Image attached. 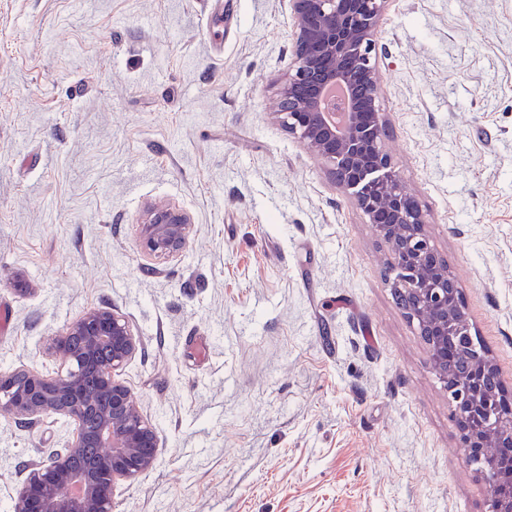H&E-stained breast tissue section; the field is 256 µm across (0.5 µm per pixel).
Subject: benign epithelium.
<instances>
[{
	"instance_id": "1",
	"label": "benign epithelium",
	"mask_w": 512,
	"mask_h": 512,
	"mask_svg": "<svg viewBox=\"0 0 512 512\" xmlns=\"http://www.w3.org/2000/svg\"><path fill=\"white\" fill-rule=\"evenodd\" d=\"M388 0H289L293 18V69L278 85L277 120L318 158L335 185L372 224L389 250L397 277L392 289L427 344L433 369L451 395L467 461L488 483L490 512H512V408L495 405L481 378L498 376L486 351L467 346L472 368H448V342L472 338L458 282L445 262L432 261L436 249L426 229L427 215L402 184L384 141L390 122L379 105L377 33ZM142 250L173 255L186 247L189 216L166 204L143 216ZM77 336L81 352L70 354ZM139 341L127 319L110 306L90 309L54 337L50 349L66 370L55 377L24 371L17 382L0 375V416L24 425L50 416L74 421L76 437L45 461L28 465L13 512H112L117 483H132L151 469L158 439L130 390L115 371L136 353ZM97 379L95 394L87 380ZM96 421L93 430L85 422ZM86 448H102L99 458L77 469ZM109 476H96L98 462Z\"/></svg>"
}]
</instances>
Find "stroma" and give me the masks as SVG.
I'll use <instances>...</instances> for the list:
<instances>
[{
    "instance_id": "stroma-1",
    "label": "stroma",
    "mask_w": 512,
    "mask_h": 512,
    "mask_svg": "<svg viewBox=\"0 0 512 512\" xmlns=\"http://www.w3.org/2000/svg\"><path fill=\"white\" fill-rule=\"evenodd\" d=\"M386 141L512 396V0H388ZM288 0H0V373L109 305L158 436L112 512H488L389 251L279 125ZM165 203L180 253L141 251ZM74 422L0 417V512ZM142 250L149 255H173L186 247L189 216L166 204L149 207L143 216Z\"/></svg>"
}]
</instances>
